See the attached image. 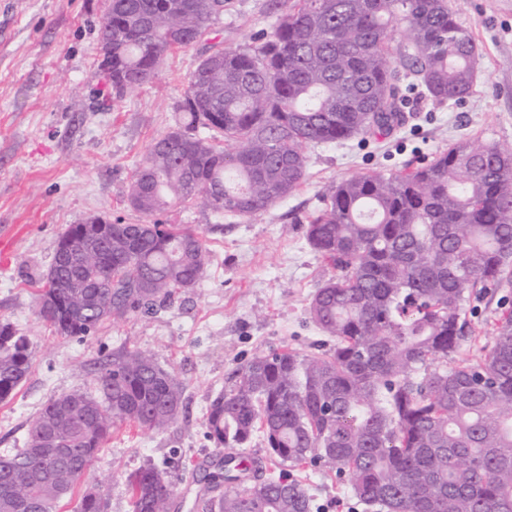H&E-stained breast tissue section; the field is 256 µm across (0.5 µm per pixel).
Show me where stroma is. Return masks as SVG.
I'll return each instance as SVG.
<instances>
[{
  "mask_svg": "<svg viewBox=\"0 0 512 512\" xmlns=\"http://www.w3.org/2000/svg\"><path fill=\"white\" fill-rule=\"evenodd\" d=\"M271 0H229L200 46L171 52L153 80L113 97L99 67L98 31L109 0H0V323L26 336L27 379L0 402V449L23 447L30 418L55 397L91 386L101 362L128 348L153 353L184 386V408L168 430L114 428L83 482L58 512H75L87 486L104 489L109 512H131L126 477L157 467L175 512H201L202 476L219 454L204 417L241 363L271 350L313 352L326 338L308 314L331 276L305 237L306 218L330 185L372 170L429 162L462 139L512 146V0H462L459 19L479 49L472 93L438 105L414 93L404 124L366 142L308 146V175L262 214H216L177 205L162 224L200 233L209 251L204 277L149 315L105 322L93 335L54 333L39 319L36 290L69 225L98 216L142 224L129 187L155 139L174 123L203 48L244 47L269 31ZM310 484L319 512H364L334 472L293 467Z\"/></svg>",
  "mask_w": 512,
  "mask_h": 512,
  "instance_id": "obj_1",
  "label": "stroma"
}]
</instances>
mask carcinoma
I'll use <instances>...</instances> for the list:
<instances>
[{"label": "carcinoma", "mask_w": 512, "mask_h": 512, "mask_svg": "<svg viewBox=\"0 0 512 512\" xmlns=\"http://www.w3.org/2000/svg\"><path fill=\"white\" fill-rule=\"evenodd\" d=\"M226 0H112L99 29L112 45V90L156 75L194 45ZM272 30L197 64L174 126L156 139L128 200L146 216L172 205L255 216L292 194L306 146L378 138L402 120V81L437 104L466 98L478 49L448 0H274ZM306 220L310 247L336 274L310 319L334 345L254 356L209 403L206 435L224 449L204 512H313L310 486L241 454L262 437L269 460L336 472L375 512H512V311L480 357L462 318L472 296L512 305V150L459 140L428 163L331 185ZM94 265L54 253L40 319L85 337L197 284L203 237L174 224H114ZM26 337L0 323V402L28 375ZM183 387L155 358L123 348L93 386L49 400L22 448L0 451V512H54L112 428L163 432ZM132 512H171L149 464L127 477ZM78 512H108L103 490Z\"/></svg>", "instance_id": "1"}]
</instances>
